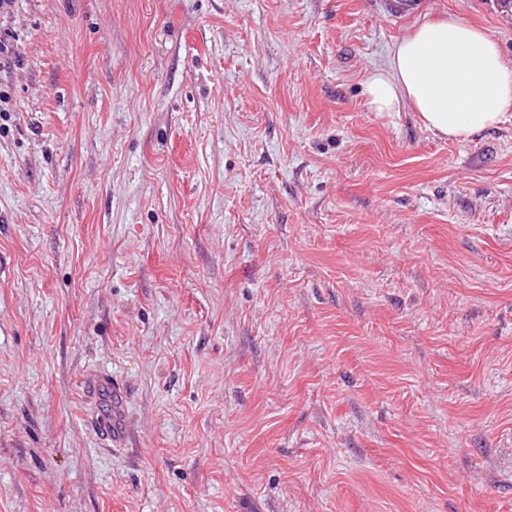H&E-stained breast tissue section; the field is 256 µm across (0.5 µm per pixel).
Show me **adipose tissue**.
<instances>
[{
    "instance_id": "obj_1",
    "label": "adipose tissue",
    "mask_w": 512,
    "mask_h": 512,
    "mask_svg": "<svg viewBox=\"0 0 512 512\" xmlns=\"http://www.w3.org/2000/svg\"><path fill=\"white\" fill-rule=\"evenodd\" d=\"M373 112L412 106L429 132L464 141L512 114V64L482 29L455 17L423 20L364 83Z\"/></svg>"
}]
</instances>
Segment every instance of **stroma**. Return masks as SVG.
Instances as JSON below:
<instances>
[{
	"label": "stroma",
	"mask_w": 512,
	"mask_h": 512,
	"mask_svg": "<svg viewBox=\"0 0 512 512\" xmlns=\"http://www.w3.org/2000/svg\"><path fill=\"white\" fill-rule=\"evenodd\" d=\"M396 2L0 15V512H512V122L364 95L512 0ZM98 385L106 390L112 389V415L103 417L98 425L102 430L112 434V445L117 447L122 444L126 435L123 423V392L117 381L110 383L107 379H102Z\"/></svg>",
	"instance_id": "1"
}]
</instances>
